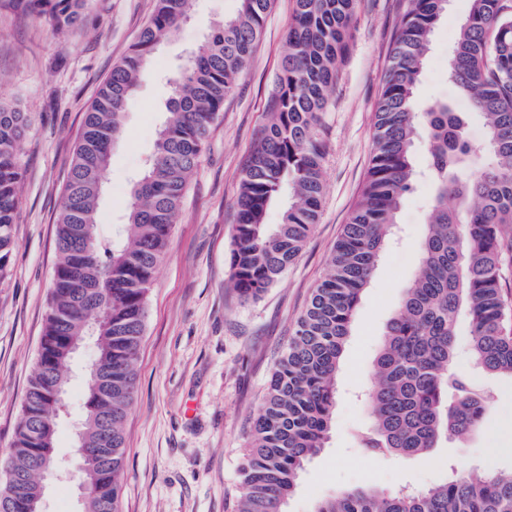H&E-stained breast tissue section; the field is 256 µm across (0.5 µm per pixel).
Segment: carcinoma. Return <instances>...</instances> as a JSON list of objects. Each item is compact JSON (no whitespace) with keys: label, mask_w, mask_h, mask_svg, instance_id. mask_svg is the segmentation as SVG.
I'll use <instances>...</instances> for the list:
<instances>
[{"label":"carcinoma","mask_w":512,"mask_h":512,"mask_svg":"<svg viewBox=\"0 0 512 512\" xmlns=\"http://www.w3.org/2000/svg\"><path fill=\"white\" fill-rule=\"evenodd\" d=\"M41 16L63 34L85 0H0ZM210 26L171 80L152 162L133 183L125 223L101 241L97 218L112 145L160 40L187 18L190 0H156L128 54L85 112L56 237L49 309L20 420L0 470V512H27L37 458L54 448L62 414L52 396L69 383L70 346L96 336V362L112 376V398L86 402L83 440L92 449L80 477L92 489L83 512H119L123 426L137 392L135 363L147 295L207 135L261 37L271 0H237ZM381 77L374 152L359 200L269 379L244 449L234 512H286L305 464L329 438L337 375L361 300L397 227L405 195L427 173L431 203L420 270L404 288L384 332L366 395L372 424L356 433L370 456H415L482 425L493 402L480 383L512 382V0H470L448 50L447 78L485 120L483 155L465 135V116L444 102L418 103L416 88L448 0H404ZM356 0H294L271 118L242 169L233 286L258 299L300 255L318 223L324 191L328 90L349 50ZM29 121L0 103V279L13 258L23 143ZM425 139L426 153L415 151ZM281 209L277 224L270 209ZM470 336V370L454 366L459 316ZM314 512H512V474L474 479L456 467L423 490L362 486L322 500Z\"/></svg>","instance_id":"obj_1"}]
</instances>
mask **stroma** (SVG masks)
<instances>
[{"mask_svg": "<svg viewBox=\"0 0 512 512\" xmlns=\"http://www.w3.org/2000/svg\"><path fill=\"white\" fill-rule=\"evenodd\" d=\"M403 0H357L350 51L324 116L325 193L319 221L296 262L259 299L242 301L230 284V253L242 168L269 118L292 0H272L251 61L212 128L172 228L147 301L136 362L137 393L124 425L119 512H233L250 418L313 289L322 280L342 228L361 193L373 148L376 103ZM237 0H191L190 17L163 39L112 149L98 233L123 223L133 181L148 166L169 95L168 81ZM154 0H86L80 24L54 35L45 18L0 8V101L31 121L14 227L13 260L0 280V458L8 454L36 361L56 261L57 219L84 114L112 68L148 22ZM469 0H448L435 30L417 95L466 115L481 145L485 124L446 77L448 48ZM430 188L406 195L399 237L383 253L355 313L339 372L336 413L325 448L300 475L287 512L361 485L424 489L449 465L475 475L512 471V384L489 382L494 402L466 439L426 456L380 459L353 434L371 420L362 394L375 381L379 341L404 286L415 276ZM55 456L69 475L49 482L46 512H80L78 460L69 419L58 425Z\"/></svg>", "mask_w": 512, "mask_h": 512, "instance_id": "stroma-1", "label": "stroma"}]
</instances>
